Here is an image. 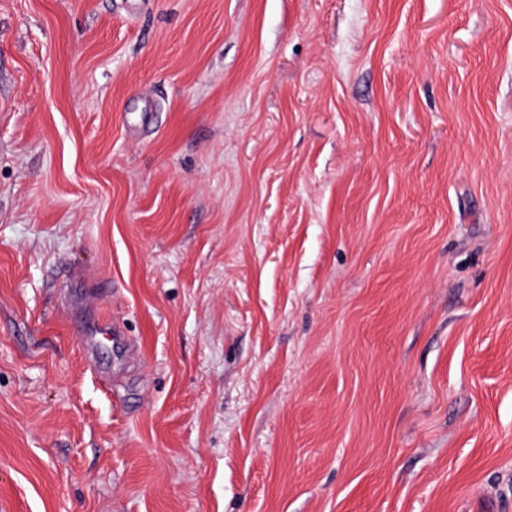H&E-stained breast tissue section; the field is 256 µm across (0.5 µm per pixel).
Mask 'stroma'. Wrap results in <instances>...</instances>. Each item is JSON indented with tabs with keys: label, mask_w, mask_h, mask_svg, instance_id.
<instances>
[{
	"label": "stroma",
	"mask_w": 512,
	"mask_h": 512,
	"mask_svg": "<svg viewBox=\"0 0 512 512\" xmlns=\"http://www.w3.org/2000/svg\"><path fill=\"white\" fill-rule=\"evenodd\" d=\"M0 512H512V0H0Z\"/></svg>",
	"instance_id": "obj_1"
}]
</instances>
